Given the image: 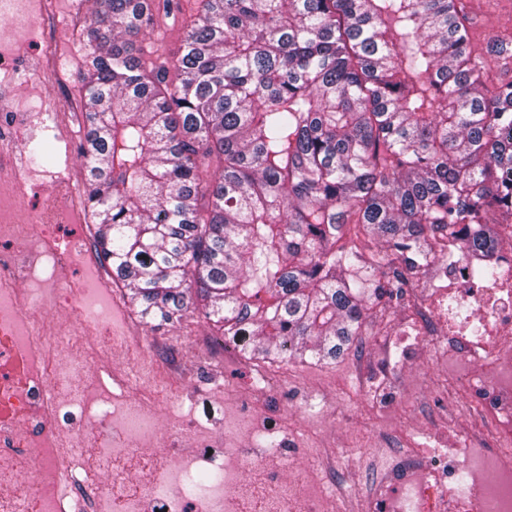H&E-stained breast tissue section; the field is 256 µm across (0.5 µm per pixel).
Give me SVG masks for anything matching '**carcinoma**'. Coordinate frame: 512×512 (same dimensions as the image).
Instances as JSON below:
<instances>
[{
	"label": "carcinoma",
	"mask_w": 512,
	"mask_h": 512,
	"mask_svg": "<svg viewBox=\"0 0 512 512\" xmlns=\"http://www.w3.org/2000/svg\"><path fill=\"white\" fill-rule=\"evenodd\" d=\"M150 21L94 0L81 88L96 248L143 321L200 309L248 361L329 364L437 237L497 273L512 81L487 89L461 0H200L175 83L137 55Z\"/></svg>",
	"instance_id": "carcinoma-1"
}]
</instances>
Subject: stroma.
<instances>
[{
	"label": "stroma",
	"instance_id": "35a3bbf8",
	"mask_svg": "<svg viewBox=\"0 0 512 512\" xmlns=\"http://www.w3.org/2000/svg\"><path fill=\"white\" fill-rule=\"evenodd\" d=\"M55 13L47 19L30 17L10 20L7 30L18 54L16 66L24 78L0 75V113H16L13 131L26 145L45 139L56 148L53 168L70 172L77 181L85 179L81 137L76 127L86 126L85 113L69 109L78 95L83 78L80 60L85 52L82 30L93 5L92 0H56ZM475 20L470 47L482 51L489 37L512 39V0H464ZM198 0H153L154 21L139 37L136 47L142 60L151 66H167L181 54L186 32L197 15ZM59 32L57 55L66 72L65 82H57L46 72L40 46L33 29L39 24ZM55 113L59 128L42 131L38 118ZM119 305L113 329H129L132 341L124 348L102 354L113 372L127 376L128 383L113 387V404H95L91 413L97 430L114 433L123 426L125 405L151 397V406L160 428L153 448L166 452L168 420H179L187 434H208L222 448L246 440L258 452H272L280 445L293 447L281 460L284 481L304 489L321 480V491L343 499L354 512L362 492L372 483L379 466L376 458L389 447L392 433L421 435L426 430L447 434L450 444H462L477 427L473 418L449 417L429 424L428 416L440 407L441 393L436 381L445 366L433 340L419 342L415 360L395 374L396 399L377 407L366 398L355 358L385 351L380 334L400 333L408 309L398 303L374 308L368 317V331L335 364L313 360H293L265 367L263 374L251 371L242 357L223 355L210 349L209 321L202 312L188 313L180 322H143L135 314L123 290L114 293ZM178 353L181 369L176 380L159 376L158 358ZM336 465V479L325 482L328 463Z\"/></svg>",
	"mask_w": 512,
	"mask_h": 512
}]
</instances>
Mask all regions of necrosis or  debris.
I'll return each instance as SVG.
<instances>
[{
    "label": "necrosis or debris",
    "mask_w": 512,
    "mask_h": 512,
    "mask_svg": "<svg viewBox=\"0 0 512 512\" xmlns=\"http://www.w3.org/2000/svg\"><path fill=\"white\" fill-rule=\"evenodd\" d=\"M19 147L0 124V512H22L35 497L37 512H105L112 487L98 481L86 496L76 474L77 449L92 440L93 422L80 385L58 359L78 353L85 373L100 325L112 318V282L99 275L95 249L76 254L64 246L59 227L86 223L85 200L71 175L50 174V194L18 221L27 201L28 168L6 167ZM503 240L494 260L498 275L477 279L460 248L448 251L434 287L422 289L409 322L421 335L444 339L457 371L442 388L462 415L478 416L482 429L465 447L450 448L429 436L408 448L388 450L389 465L377 474L361 512H512V224L498 228ZM51 276L39 293L27 290L43 266ZM84 276L73 277L75 267ZM62 310L54 323L46 305ZM31 463L29 478L18 464ZM121 512H245L241 488L187 498L177 482L138 483Z\"/></svg>",
    "instance_id": "4bbe7bcc"
}]
</instances>
